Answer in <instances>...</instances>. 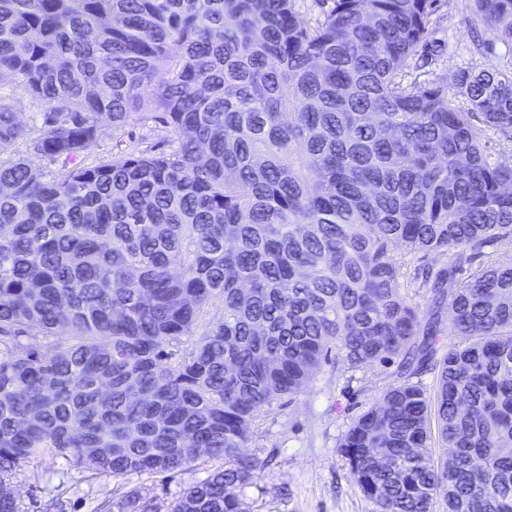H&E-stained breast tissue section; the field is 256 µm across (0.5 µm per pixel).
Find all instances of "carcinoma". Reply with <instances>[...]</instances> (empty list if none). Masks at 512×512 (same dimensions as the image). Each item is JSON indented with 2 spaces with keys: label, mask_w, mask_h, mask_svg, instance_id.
<instances>
[{
  "label": "carcinoma",
  "mask_w": 512,
  "mask_h": 512,
  "mask_svg": "<svg viewBox=\"0 0 512 512\" xmlns=\"http://www.w3.org/2000/svg\"><path fill=\"white\" fill-rule=\"evenodd\" d=\"M438 0H0V471L55 451L114 476L224 458L171 512H242L264 461L258 412L328 359L398 380L340 441L380 512H512V262L448 281L512 240V63L453 89L403 85ZM512 43V0H474ZM163 125L168 148L85 153L106 120ZM57 167L46 175L30 156ZM422 269L421 310L395 253ZM224 303L177 353L205 305ZM465 342L436 358L444 310ZM47 340L52 353L41 351ZM439 372L436 467L419 378ZM119 512H157L130 492ZM299 19L311 27L317 26L331 9L333 0H293ZM417 259L418 258L411 259V257L406 258L407 263L404 269L405 277L400 280V288L402 292L407 293L409 297L412 298L413 302L418 304L424 310L428 301L427 297H425V291L422 288H418L419 281H416L413 278L415 266L428 263L436 270L448 265L450 259L449 255L441 256L433 253L425 257L424 261L419 262Z\"/></svg>",
  "instance_id": "1"
}]
</instances>
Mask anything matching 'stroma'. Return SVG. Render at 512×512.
Wrapping results in <instances>:
<instances>
[{
	"label": "stroma",
	"mask_w": 512,
	"mask_h": 512,
	"mask_svg": "<svg viewBox=\"0 0 512 512\" xmlns=\"http://www.w3.org/2000/svg\"><path fill=\"white\" fill-rule=\"evenodd\" d=\"M473 18L472 0H439L426 46L401 68L402 82L450 85L459 71L512 61V46L492 27L474 25ZM394 381L389 368L345 371L330 359L302 393L261 410L245 451L266 466L242 497L245 512H376L338 445L352 422ZM222 464V459L203 455L190 470L174 476L146 472L115 477L47 451L7 477L4 486L24 512H45L57 499L64 502V512H96L102 501H119L132 489L153 499L158 512H169L190 483Z\"/></svg>",
	"instance_id": "stroma-1"
}]
</instances>
